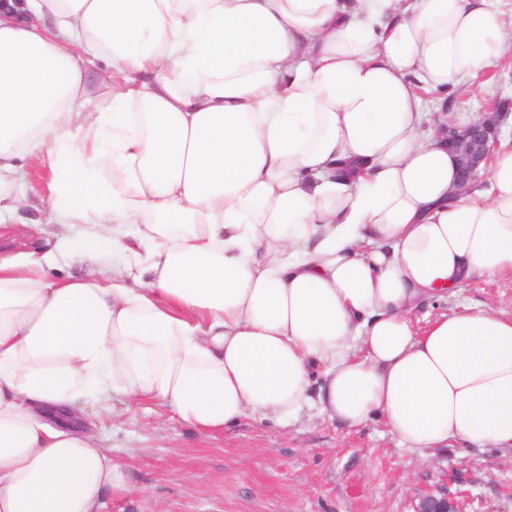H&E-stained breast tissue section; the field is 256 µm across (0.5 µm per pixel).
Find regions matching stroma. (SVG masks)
<instances>
[{"instance_id": "1", "label": "stroma", "mask_w": 512, "mask_h": 512, "mask_svg": "<svg viewBox=\"0 0 512 512\" xmlns=\"http://www.w3.org/2000/svg\"><path fill=\"white\" fill-rule=\"evenodd\" d=\"M448 96L457 116L512 101V55L482 79ZM21 193L27 206L11 218L8 243L30 245L48 178L38 161ZM461 304L512 312V279L476 278L432 303L430 313ZM115 463L132 490L112 512H413L430 492L457 498L463 512H512V449L452 445L422 453L400 448L382 419L350 429L310 411L288 426L253 419L216 434L183 425L166 410L104 422Z\"/></svg>"}]
</instances>
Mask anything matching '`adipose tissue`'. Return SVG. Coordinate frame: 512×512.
Listing matches in <instances>:
<instances>
[{
  "instance_id": "adipose-tissue-1",
  "label": "adipose tissue",
  "mask_w": 512,
  "mask_h": 512,
  "mask_svg": "<svg viewBox=\"0 0 512 512\" xmlns=\"http://www.w3.org/2000/svg\"><path fill=\"white\" fill-rule=\"evenodd\" d=\"M502 0H25L0 19V512H110L95 417L202 434L318 406L400 444L512 447V313H414L512 276V144L460 190L424 95L496 68ZM109 86L106 96L96 87ZM80 277L51 278L59 263ZM27 166L30 173L29 183L17 186V191L27 195L28 205L14 214L8 222L12 225L6 243L17 250H26L30 245L26 224H31L40 217V200L48 178V170L41 162L28 161Z\"/></svg>"
}]
</instances>
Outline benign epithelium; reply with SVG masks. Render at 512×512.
I'll list each match as a JSON object with an SVG mask.
<instances>
[{
	"instance_id": "7a95c632",
	"label": "benign epithelium",
	"mask_w": 512,
	"mask_h": 512,
	"mask_svg": "<svg viewBox=\"0 0 512 512\" xmlns=\"http://www.w3.org/2000/svg\"><path fill=\"white\" fill-rule=\"evenodd\" d=\"M500 106L482 113V119L462 126H448V145L459 157V185L467 188L473 184L490 156L491 147L497 142L499 133ZM414 512H460L456 498L446 494H429L422 497Z\"/></svg>"
}]
</instances>
